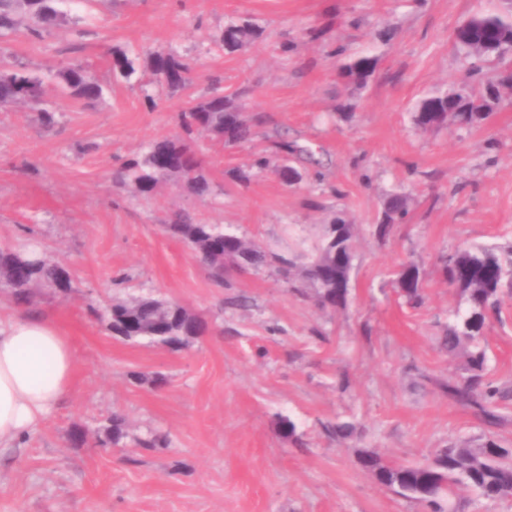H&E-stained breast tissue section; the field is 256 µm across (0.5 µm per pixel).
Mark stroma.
<instances>
[{"label": "stroma", "instance_id": "1", "mask_svg": "<svg viewBox=\"0 0 512 512\" xmlns=\"http://www.w3.org/2000/svg\"><path fill=\"white\" fill-rule=\"evenodd\" d=\"M500 0H76L72 24L42 42L23 33L0 49L47 72L83 62L104 86L91 106L49 88L56 123L43 129L28 108L0 106V246L33 245L71 273L67 293L40 289L33 309L71 340L68 394L16 447L0 452V512H421L379 486L360 449L397 465L435 449L493 439L512 448V402L485 420L448 396L459 361L438 338L462 304L439 272L441 255L476 244H512V103L491 125L420 130L419 99L447 91L461 64L455 28ZM245 17L264 38L229 56L211 42ZM86 28L75 38L72 26ZM311 28L324 29L319 41ZM296 48L281 54L284 40ZM140 55L180 50L192 83L148 106L139 79L113 81L110 47ZM371 53L377 70L360 89L337 76L343 56ZM240 92L257 122L234 148L202 140L213 179L190 196L175 179L140 195L112 174L155 140L175 134L185 102L213 79ZM353 103L344 121L339 110ZM310 146L318 160L289 187L276 167L248 187L232 178L279 135ZM410 194L407 223L371 234L385 196ZM265 248L312 243L337 215L355 226L345 307L318 306L269 268L229 273L215 285L179 240L164 233L175 212ZM415 262L424 302L402 305L400 263ZM162 296L199 314L207 331L175 352L112 336L89 314L115 299ZM488 375L512 386V295L491 321ZM159 375L161 387L149 384ZM126 419L116 447L95 443L112 413ZM296 435L284 437L281 419ZM349 422L341 442L326 425ZM83 430L87 441L72 442ZM163 436L154 448L150 435Z\"/></svg>", "mask_w": 512, "mask_h": 512}]
</instances>
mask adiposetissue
<instances>
[{
	"label": "adipose tissue",
	"mask_w": 512,
	"mask_h": 512,
	"mask_svg": "<svg viewBox=\"0 0 512 512\" xmlns=\"http://www.w3.org/2000/svg\"><path fill=\"white\" fill-rule=\"evenodd\" d=\"M74 363L68 336L25 312L0 321V447L35 428L69 391Z\"/></svg>",
	"instance_id": "ef3b65f1"
}]
</instances>
